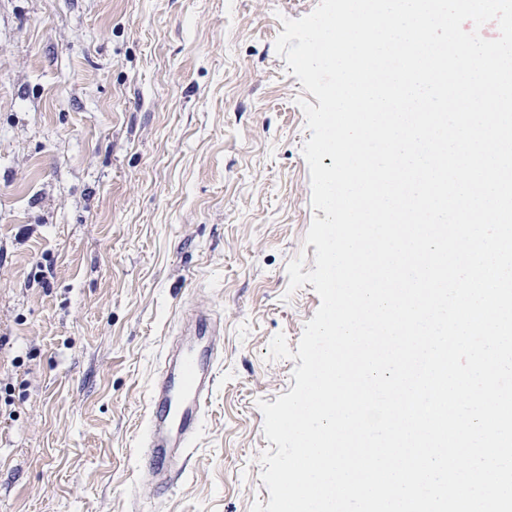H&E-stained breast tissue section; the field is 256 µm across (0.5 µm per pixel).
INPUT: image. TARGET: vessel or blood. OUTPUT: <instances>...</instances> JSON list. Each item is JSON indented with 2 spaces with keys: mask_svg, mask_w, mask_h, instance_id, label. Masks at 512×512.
<instances>
[{
  "mask_svg": "<svg viewBox=\"0 0 512 512\" xmlns=\"http://www.w3.org/2000/svg\"><path fill=\"white\" fill-rule=\"evenodd\" d=\"M192 329L194 341L167 350L149 391L140 470L160 488L170 485V449H186L196 441L215 384L219 352L214 321L196 315Z\"/></svg>",
  "mask_w": 512,
  "mask_h": 512,
  "instance_id": "1",
  "label": "vessel or blood"
}]
</instances>
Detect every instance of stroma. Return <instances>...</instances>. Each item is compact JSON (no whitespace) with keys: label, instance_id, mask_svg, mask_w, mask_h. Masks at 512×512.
<instances>
[{"label":"stroma","instance_id":"1","mask_svg":"<svg viewBox=\"0 0 512 512\" xmlns=\"http://www.w3.org/2000/svg\"><path fill=\"white\" fill-rule=\"evenodd\" d=\"M319 0H0V512H250L258 401L320 305L306 92L275 50ZM223 322L197 444L140 479L184 309Z\"/></svg>","mask_w":512,"mask_h":512}]
</instances>
